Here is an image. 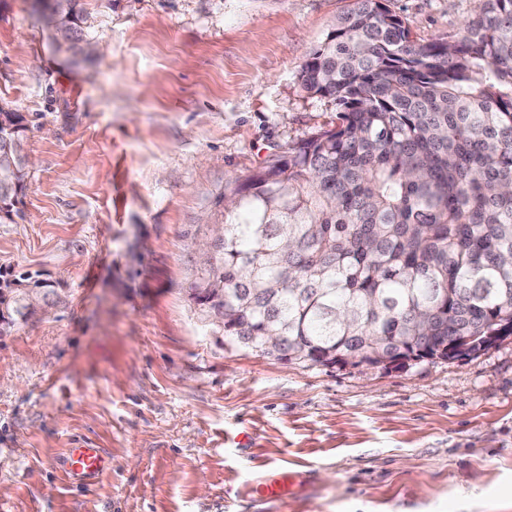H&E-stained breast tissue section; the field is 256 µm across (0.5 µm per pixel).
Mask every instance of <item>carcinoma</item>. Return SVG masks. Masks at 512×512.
Wrapping results in <instances>:
<instances>
[{
	"label": "carcinoma",
	"mask_w": 512,
	"mask_h": 512,
	"mask_svg": "<svg viewBox=\"0 0 512 512\" xmlns=\"http://www.w3.org/2000/svg\"><path fill=\"white\" fill-rule=\"evenodd\" d=\"M80 40L79 0H53ZM302 89L336 102V125L241 181L224 238L192 299L224 335L282 337L319 366L338 353L407 343L423 324L482 345L512 320V0H478L460 32L418 42L381 0H354L301 66ZM25 126L0 108V215L17 210ZM52 285L0 273V334Z\"/></svg>",
	"instance_id": "1"
}]
</instances>
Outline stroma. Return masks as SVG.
Listing matches in <instances>:
<instances>
[{
	"label": "stroma",
	"instance_id": "35a3bbf8",
	"mask_svg": "<svg viewBox=\"0 0 512 512\" xmlns=\"http://www.w3.org/2000/svg\"><path fill=\"white\" fill-rule=\"evenodd\" d=\"M429 42L477 0H382ZM0 0V107L32 158L0 271L54 283L0 334V512H512V339L401 369L287 363L191 298L224 193L336 122L298 73L353 0ZM100 448L101 477L68 449ZM286 482L284 498L264 485ZM80 0H53L52 20L55 29L65 41H79L80 22L82 12ZM68 465L71 475L82 480L98 478L108 467L100 448L69 449Z\"/></svg>",
	"mask_w": 512,
	"mask_h": 512
}]
</instances>
